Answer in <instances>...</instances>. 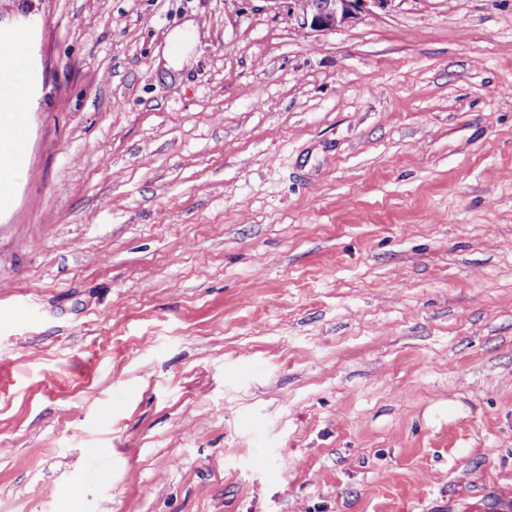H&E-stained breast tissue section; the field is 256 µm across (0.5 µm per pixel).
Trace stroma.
Segmentation results:
<instances>
[{"instance_id":"35a3bbf8","label":"stroma","mask_w":512,"mask_h":512,"mask_svg":"<svg viewBox=\"0 0 512 512\" xmlns=\"http://www.w3.org/2000/svg\"><path fill=\"white\" fill-rule=\"evenodd\" d=\"M36 8L0 210V512L502 503L512 0L324 33L287 0ZM13 121L2 118L0 113V209L10 206L13 196L12 189L17 178V172L22 166L23 146L26 142L27 130L24 125L16 136H3L4 131H13ZM7 195L9 200L2 204V198Z\"/></svg>"}]
</instances>
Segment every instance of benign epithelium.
<instances>
[{
  "mask_svg": "<svg viewBox=\"0 0 512 512\" xmlns=\"http://www.w3.org/2000/svg\"><path fill=\"white\" fill-rule=\"evenodd\" d=\"M35 0H22L20 7L0 11V22L31 24L36 14ZM390 0H289L290 11L298 27L312 32L335 31L353 19L371 12V7H384Z\"/></svg>",
  "mask_w": 512,
  "mask_h": 512,
  "instance_id": "1",
  "label": "benign epithelium"
}]
</instances>
